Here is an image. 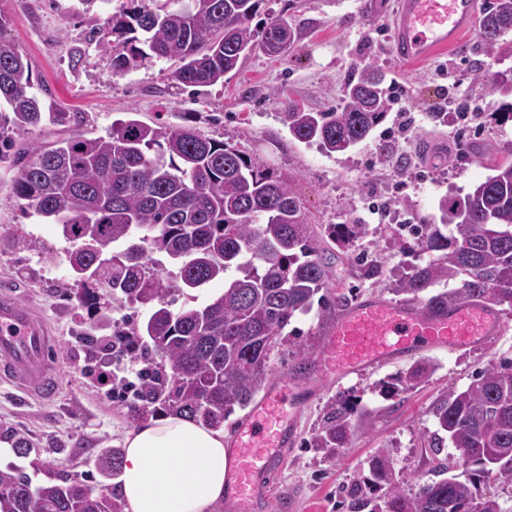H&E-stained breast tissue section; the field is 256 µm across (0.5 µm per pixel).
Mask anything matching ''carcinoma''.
<instances>
[{"mask_svg": "<svg viewBox=\"0 0 512 512\" xmlns=\"http://www.w3.org/2000/svg\"><path fill=\"white\" fill-rule=\"evenodd\" d=\"M104 18L103 48H112V74L147 59L174 61L171 77L186 87L224 83L247 55L283 54L297 31L281 15L255 36L250 20L264 0H151ZM10 15L0 9V165L14 170L13 202L61 225L78 244L69 266L80 306L99 311L97 286L148 311L142 327L117 330L112 343L89 333L86 361L107 347L140 364L132 385L131 418L179 413L220 426L246 409L265 384L270 353L291 319L323 294L330 281L319 241L282 173L229 142L191 126H153L119 120L104 135H68L74 112L44 110L33 91L31 63L4 32ZM512 31V0H492L479 20V52L496 57ZM491 93L512 97V75L475 71ZM382 76L361 71L341 105L311 112L283 102L291 135L328 155L370 137L387 117ZM51 125L62 135L51 148L19 136ZM493 174L463 197L439 202L441 224H415L424 264L402 269L394 292L433 313L462 303L489 301L512 307V160L488 159ZM332 239L351 244L363 224H331ZM178 266L176 281L163 276L152 254ZM220 280L224 290L199 306L171 309V296ZM446 287L437 289L435 285ZM436 369L422 358L384 383L387 394L417 383ZM437 430L428 440L441 479L401 489L402 472L388 448L368 461L369 476L347 489L348 512H499L493 498H477L474 480L512 485V358L479 371L464 389L453 385L430 407ZM353 407L330 403L311 447L334 459L352 434ZM460 451L439 459L444 442ZM104 476L123 472V451L97 456ZM124 502L80 481L33 483L16 468L0 469V512H123Z\"/></svg>", "mask_w": 512, "mask_h": 512, "instance_id": "1", "label": "carcinoma"}]
</instances>
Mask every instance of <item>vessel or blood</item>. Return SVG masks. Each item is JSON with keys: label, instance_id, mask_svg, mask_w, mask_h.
<instances>
[{"label": "vessel or blood", "instance_id": "vessel-or-blood-1", "mask_svg": "<svg viewBox=\"0 0 512 512\" xmlns=\"http://www.w3.org/2000/svg\"><path fill=\"white\" fill-rule=\"evenodd\" d=\"M478 0H397L392 15L393 52L404 61L425 60L458 45L473 27ZM501 317L491 305H462L431 314L379 297L356 302L337 318L319 354V374L341 379L417 349L456 350L490 344ZM50 331L8 292L0 294V377L43 399L56 396L58 380L47 359ZM310 399L307 389L275 380L236 430L229 450L224 495L228 512H262L271 477L293 441L296 419Z\"/></svg>", "mask_w": 512, "mask_h": 512}]
</instances>
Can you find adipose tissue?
I'll list each match as a JSON object with an SVG mask.
<instances>
[{
    "label": "adipose tissue",
    "instance_id": "obj_1",
    "mask_svg": "<svg viewBox=\"0 0 512 512\" xmlns=\"http://www.w3.org/2000/svg\"><path fill=\"white\" fill-rule=\"evenodd\" d=\"M227 469L223 429L150 418L124 439L126 512H221Z\"/></svg>",
    "mask_w": 512,
    "mask_h": 512
}]
</instances>
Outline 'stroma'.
<instances>
[{"label":"stroma","instance_id":"35a3bbf8","mask_svg":"<svg viewBox=\"0 0 512 512\" xmlns=\"http://www.w3.org/2000/svg\"><path fill=\"white\" fill-rule=\"evenodd\" d=\"M396 0H265L251 22L262 29L279 15L299 27L290 51L270 56L253 52L225 84L194 92L171 78L174 63L145 60L113 75L112 54L104 50L80 0H0L12 22L8 36L27 54L45 106L83 116L79 132L105 134L114 121L193 126L202 136L229 142L268 165L292 172V193L317 234L331 270L328 293L357 300L368 295L396 300L390 271L404 262L400 228L436 224L444 196L465 195L489 173L487 158H512V118L500 112L502 99L473 73L481 64L512 69V53L489 59L477 51L478 34L465 32L457 48L434 58L404 63L391 51L390 19ZM373 69L399 83L400 103L390 104L382 124L350 150L327 155L297 141L281 119L290 98L327 112L339 106L351 74ZM389 156H382L381 146ZM363 224L367 232L344 246L325 237L330 224ZM21 236L23 250L0 247V285L19 303L41 315L56 338L52 356L60 374L56 398L41 402L0 381V442L24 434L36 451L26 457L0 445V468L18 467L41 483L79 479L118 492L102 480L93 462L100 451L121 447L136 423L113 398L114 379L101 374L103 356L86 364L83 334L94 321L78 300L68 254L73 245L58 225L23 215L11 200V174L0 168V238ZM366 261L377 269L364 276ZM502 330L491 344L448 352L427 350L435 372L424 382L388 396L383 383L406 371L414 357L394 359L336 381L318 375L322 339L339 307L312 308L295 316L294 336L285 337L270 357L271 379L311 383L315 398L299 412L295 442L283 467L271 478L275 499L292 496L297 512H344L341 492L367 475L376 449H392L406 491L434 480L426 449L436 425L429 413L448 386L464 388L500 358L512 356V307L499 308ZM347 398L354 432L339 459L324 458L308 443L328 405Z\"/></svg>","mask_w":512,"mask_h":512}]
</instances>
